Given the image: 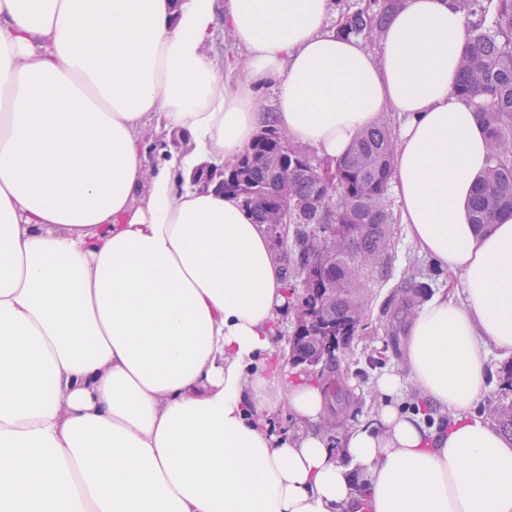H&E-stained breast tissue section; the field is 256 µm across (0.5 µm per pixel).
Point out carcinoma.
Segmentation results:
<instances>
[{
  "instance_id": "obj_1",
  "label": "carcinoma",
  "mask_w": 512,
  "mask_h": 512,
  "mask_svg": "<svg viewBox=\"0 0 512 512\" xmlns=\"http://www.w3.org/2000/svg\"><path fill=\"white\" fill-rule=\"evenodd\" d=\"M468 35L455 87L478 113L488 134L489 166L472 201V223L489 229L512 213V0H457ZM399 7L377 0L346 15L343 34L379 38ZM394 139L385 123L362 131L348 156L334 163L291 142L274 125L224 167L216 180L237 195L280 252L287 275L288 311L313 309L314 319H292L288 358L308 373H336L339 345L366 335L364 276L383 270L390 247L389 204ZM292 213L280 240L275 214ZM331 244L322 265L313 246ZM503 393L490 409L497 429L512 441V361L501 370Z\"/></svg>"
}]
</instances>
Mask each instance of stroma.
<instances>
[{
  "instance_id": "1",
  "label": "stroma",
  "mask_w": 512,
  "mask_h": 512,
  "mask_svg": "<svg viewBox=\"0 0 512 512\" xmlns=\"http://www.w3.org/2000/svg\"><path fill=\"white\" fill-rule=\"evenodd\" d=\"M413 282L428 283L429 294L434 297L454 293L456 279L430 257L419 253L401 225L395 223L391 226V246L384 271L366 280L365 320L370 333L356 337L339 357L344 390L351 400L349 423H356L379 407L372 383L380 374L404 369L403 352L394 348L391 338L406 334L402 300Z\"/></svg>"
}]
</instances>
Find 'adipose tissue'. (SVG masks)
<instances>
[{"instance_id": "adipose-tissue-1", "label": "adipose tissue", "mask_w": 512, "mask_h": 512, "mask_svg": "<svg viewBox=\"0 0 512 512\" xmlns=\"http://www.w3.org/2000/svg\"><path fill=\"white\" fill-rule=\"evenodd\" d=\"M333 0H0V512H512V443L470 415L512 352V214L470 221L487 132L455 92V0H401L376 48ZM243 69L204 47L217 28ZM273 88V111L260 96ZM397 113L407 238L459 275L405 373L332 446L328 399L275 356L286 282L231 193L183 184L272 123L343 160ZM154 120L198 158L151 164ZM450 414L428 426L391 397ZM289 407L301 424L273 434Z\"/></svg>"}]
</instances>
